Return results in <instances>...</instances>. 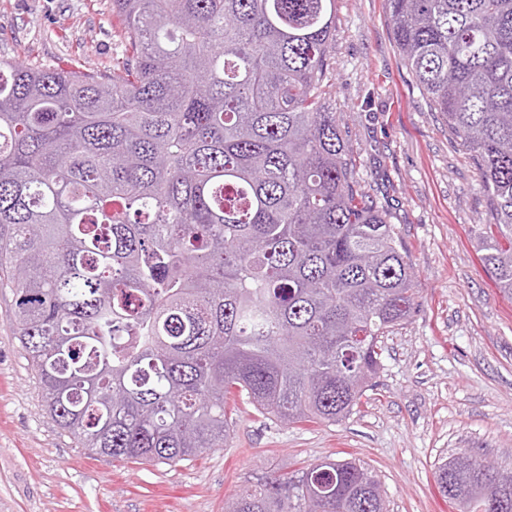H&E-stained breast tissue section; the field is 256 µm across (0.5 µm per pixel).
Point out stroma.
I'll return each instance as SVG.
<instances>
[{
	"mask_svg": "<svg viewBox=\"0 0 512 512\" xmlns=\"http://www.w3.org/2000/svg\"><path fill=\"white\" fill-rule=\"evenodd\" d=\"M112 0H0V60L111 69L125 52ZM332 98L365 191L399 231L418 306L385 338L347 419L288 425L237 400L227 447L176 463L115 461L47 414L0 288V512H224L259 479L325 459L377 475L390 512H456L436 482L465 450L512 464V300L475 231L487 201L475 161L431 111L398 50L386 0H336Z\"/></svg>",
	"mask_w": 512,
	"mask_h": 512,
	"instance_id": "obj_1",
	"label": "stroma"
}]
</instances>
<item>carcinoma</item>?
I'll list each match as a JSON object with an SVG mask.
<instances>
[{
	"label": "carcinoma",
	"mask_w": 512,
	"mask_h": 512,
	"mask_svg": "<svg viewBox=\"0 0 512 512\" xmlns=\"http://www.w3.org/2000/svg\"><path fill=\"white\" fill-rule=\"evenodd\" d=\"M396 44L477 163L482 260L512 299V0H387ZM103 73L0 60V285L45 410L91 453L222 448L229 400L284 424L361 404L418 305L329 92L336 0H112ZM458 512H512V467L436 471ZM224 512H388L325 459Z\"/></svg>",
	"instance_id": "carcinoma-1"
}]
</instances>
